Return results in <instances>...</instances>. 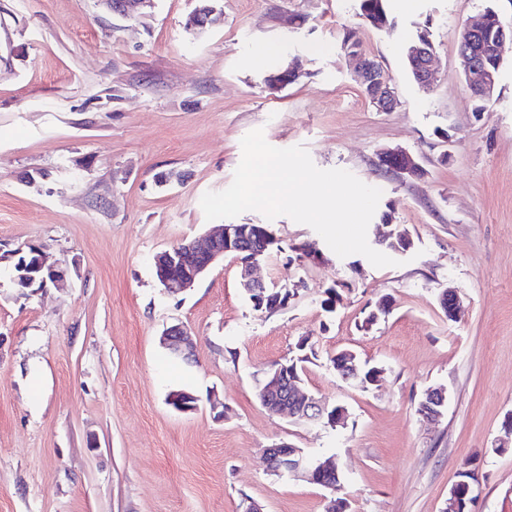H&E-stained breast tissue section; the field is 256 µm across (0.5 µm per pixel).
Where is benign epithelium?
<instances>
[{"instance_id": "obj_1", "label": "benign epithelium", "mask_w": 512, "mask_h": 512, "mask_svg": "<svg viewBox=\"0 0 512 512\" xmlns=\"http://www.w3.org/2000/svg\"><path fill=\"white\" fill-rule=\"evenodd\" d=\"M103 7L112 13L130 16L135 6L152 9L155 0H99ZM466 36L459 50L461 76L473 96L486 103L494 93L501 64L500 48L506 40L512 41V27L507 29L498 16L484 15L481 22L466 26L462 30ZM356 60L362 86L375 96L376 107L389 111L397 104L394 88L387 76H378L375 60L353 47L350 53ZM416 72L417 81L427 84L433 78V52L418 45L408 55ZM379 166L385 167L400 177H413L421 169L417 160L408 152L391 153L380 156ZM274 241L264 239L259 244L250 242L247 231L237 224H220L206 233L186 240L170 250H165L153 258V271L157 282L168 292L178 294L191 287L217 262L224 260L230 252L250 253L252 258L239 260L242 265V278L255 290H262L266 283L251 276V270L258 264L256 258L273 248ZM35 260L17 266L14 280L27 288L44 289L48 284L58 282L63 276L46 246L36 247ZM160 344L175 359L189 360V333L181 323L164 328ZM264 402L270 412L290 419H316L327 411V405L313 394L301 389L295 381L286 380L285 375L276 372L264 378ZM266 461L270 472L283 477L303 474L311 482L332 491L336 490L338 467L328 460L318 465L307 464L300 449L287 444L273 445L266 449Z\"/></svg>"}]
</instances>
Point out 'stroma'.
<instances>
[{
    "instance_id": "1",
    "label": "stroma",
    "mask_w": 512,
    "mask_h": 512,
    "mask_svg": "<svg viewBox=\"0 0 512 512\" xmlns=\"http://www.w3.org/2000/svg\"><path fill=\"white\" fill-rule=\"evenodd\" d=\"M196 4L125 18L98 0H0V259L44 245L65 273L34 293L0 279V512H325L324 488L269 472L278 443L335 457L348 512H443L464 470L480 483L471 512H512V43L480 112L457 48L486 10L512 27V0H389L383 28L356 0H218L222 22L200 35L185 25ZM424 24L428 86L406 65ZM347 37L384 69L395 110L366 98ZM257 44L275 51L254 59ZM292 63L299 78L270 91L268 71ZM257 128L380 188L367 235L407 233L402 265L338 257L311 227L247 211L236 223H270L279 241L256 274L292 290L286 308L255 310L231 257L166 292L153 256L210 228L201 197L231 184ZM395 148L422 178L379 167ZM311 241L325 264L300 259ZM449 287L454 320L439 304ZM381 300L388 313L363 327ZM174 323L194 334L193 364L159 345ZM304 338L316 356L303 384L346 408L345 427L270 414L256 396ZM344 348L377 384L336 375L327 359ZM436 386L448 401L430 422L418 404ZM184 387L199 398L189 413L168 402Z\"/></svg>"
}]
</instances>
